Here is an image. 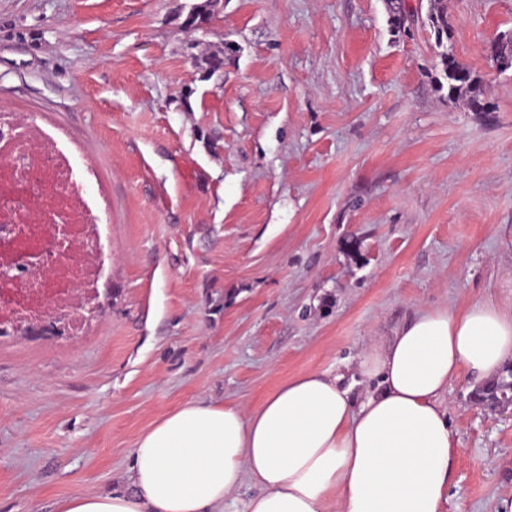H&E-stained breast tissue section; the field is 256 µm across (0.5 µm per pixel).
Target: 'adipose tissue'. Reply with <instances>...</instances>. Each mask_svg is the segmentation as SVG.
I'll list each match as a JSON object with an SVG mask.
<instances>
[{"instance_id": "1", "label": "adipose tissue", "mask_w": 512, "mask_h": 512, "mask_svg": "<svg viewBox=\"0 0 512 512\" xmlns=\"http://www.w3.org/2000/svg\"><path fill=\"white\" fill-rule=\"evenodd\" d=\"M512 359V307L488 299L457 314L422 308L358 369L375 388L353 402L339 376L308 371L255 411L193 400L137 440L129 490L77 492L60 512H442L454 448L442 397L451 379L483 382Z\"/></svg>"}]
</instances>
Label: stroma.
I'll list each match as a JSON object with an SVG mask.
<instances>
[{"mask_svg": "<svg viewBox=\"0 0 512 512\" xmlns=\"http://www.w3.org/2000/svg\"><path fill=\"white\" fill-rule=\"evenodd\" d=\"M0 0V105L65 128L112 196L101 316L0 341V512L128 485L139 436L192 400L256 410L306 371L370 390L361 354L421 307L512 302V0H448L490 111L449 100L435 38L387 0ZM224 48V73L197 56ZM444 403L446 512L512 500V420Z\"/></svg>", "mask_w": 512, "mask_h": 512, "instance_id": "stroma-1", "label": "stroma"}]
</instances>
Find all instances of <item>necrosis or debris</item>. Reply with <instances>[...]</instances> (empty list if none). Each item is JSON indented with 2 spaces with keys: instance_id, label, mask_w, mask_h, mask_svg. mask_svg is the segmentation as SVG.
I'll list each match as a JSON object with an SVG mask.
<instances>
[{
  "instance_id": "4bbe7bcc",
  "label": "necrosis or debris",
  "mask_w": 512,
  "mask_h": 512,
  "mask_svg": "<svg viewBox=\"0 0 512 512\" xmlns=\"http://www.w3.org/2000/svg\"><path fill=\"white\" fill-rule=\"evenodd\" d=\"M94 168L61 128L27 121L0 106V225H10L15 247L28 245L33 229L70 224L74 255L24 281L0 276V338L20 321H37L46 307L67 313L74 295L90 296L112 263L104 231L107 203L93 191Z\"/></svg>"
}]
</instances>
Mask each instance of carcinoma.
<instances>
[{
    "label": "carcinoma",
    "instance_id": "cac0c4a2",
    "mask_svg": "<svg viewBox=\"0 0 512 512\" xmlns=\"http://www.w3.org/2000/svg\"><path fill=\"white\" fill-rule=\"evenodd\" d=\"M414 21V14L406 9L403 0L394 3L391 23L394 28L401 30ZM428 22L435 36V44L441 48V64L443 75L447 80L448 97H458L467 100L468 105L476 112L487 106L485 88L480 77L458 63L446 41L450 40L448 23V7L444 0H430ZM495 58L500 62L512 63V31H507L495 39ZM204 73L210 78L224 70V51L218 50L203 60ZM477 401L486 400L502 403L512 400V366H508L495 381L481 385L473 392Z\"/></svg>",
    "mask_w": 512,
    "mask_h": 512
}]
</instances>
